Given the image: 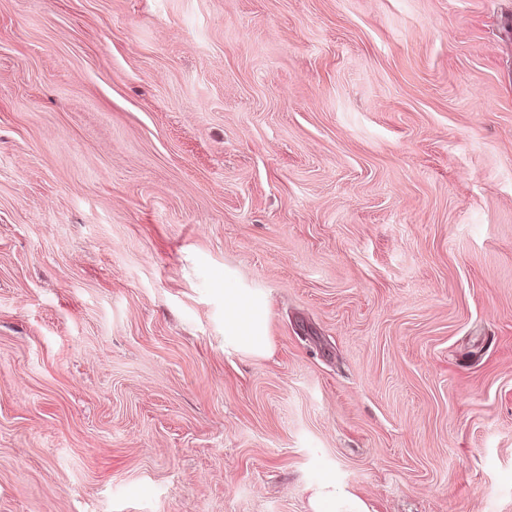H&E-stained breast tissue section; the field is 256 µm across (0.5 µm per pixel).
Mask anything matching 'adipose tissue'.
<instances>
[{"instance_id": "1", "label": "adipose tissue", "mask_w": 512, "mask_h": 512, "mask_svg": "<svg viewBox=\"0 0 512 512\" xmlns=\"http://www.w3.org/2000/svg\"><path fill=\"white\" fill-rule=\"evenodd\" d=\"M266 308L240 288L224 291V342L237 349L259 353L267 347Z\"/></svg>"}]
</instances>
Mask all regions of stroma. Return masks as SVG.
I'll return each mask as SVG.
<instances>
[{"label": "stroma", "mask_w": 512, "mask_h": 512, "mask_svg": "<svg viewBox=\"0 0 512 512\" xmlns=\"http://www.w3.org/2000/svg\"><path fill=\"white\" fill-rule=\"evenodd\" d=\"M338 489L512 512V0H0V512ZM266 308L240 288L224 290V343L250 352L267 347Z\"/></svg>", "instance_id": "obj_1"}]
</instances>
